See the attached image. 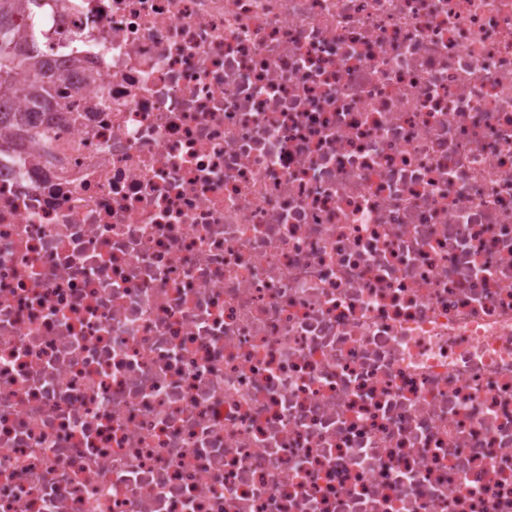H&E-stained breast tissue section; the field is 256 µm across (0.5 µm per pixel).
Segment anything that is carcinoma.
Returning a JSON list of instances; mask_svg holds the SVG:
<instances>
[{"instance_id":"obj_1","label":"carcinoma","mask_w":512,"mask_h":512,"mask_svg":"<svg viewBox=\"0 0 512 512\" xmlns=\"http://www.w3.org/2000/svg\"><path fill=\"white\" fill-rule=\"evenodd\" d=\"M19 2L21 0H0V84L7 83V90L0 93V98L9 97L14 92L15 78L19 72L28 70L44 76L50 70L49 62L31 51L17 63L10 59L7 48L11 44L28 42L26 27L17 22V15L20 13ZM48 97V86L44 81L38 80L31 90L33 107L15 113L8 109L0 111V125L4 123L10 125L14 136L11 141L0 142V151L11 148L17 139L46 137V133L34 129L32 114L39 112V108L48 102Z\"/></svg>"}]
</instances>
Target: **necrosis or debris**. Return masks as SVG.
<instances>
[{
  "instance_id": "obj_1",
  "label": "necrosis or debris",
  "mask_w": 512,
  "mask_h": 512,
  "mask_svg": "<svg viewBox=\"0 0 512 512\" xmlns=\"http://www.w3.org/2000/svg\"><path fill=\"white\" fill-rule=\"evenodd\" d=\"M0 154V512H512V0H41ZM49 92L48 86H46L45 82L42 80H38L32 86L31 90V98L34 101L33 107L23 111V112H11V109H5V112L0 110V126L2 124H9L13 128V136L14 140L11 141H2L0 142V151L2 152L3 148L10 149L12 145L15 144L16 139L22 140L25 137H29L30 139L39 137L45 138V132L33 131L35 128L32 123V114L40 112L38 108H41V105H46L48 102ZM11 113H13L11 115ZM5 143V145H4Z\"/></svg>"
}]
</instances>
